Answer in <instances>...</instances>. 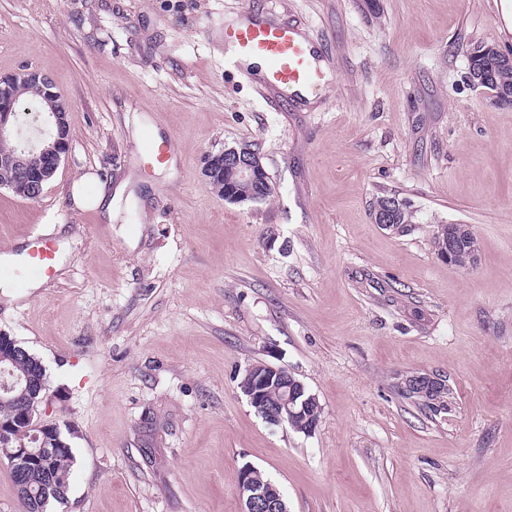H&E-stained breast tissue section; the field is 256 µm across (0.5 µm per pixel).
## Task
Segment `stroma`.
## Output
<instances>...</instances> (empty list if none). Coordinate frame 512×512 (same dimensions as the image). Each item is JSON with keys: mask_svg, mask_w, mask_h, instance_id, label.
Wrapping results in <instances>:
<instances>
[{"mask_svg": "<svg viewBox=\"0 0 512 512\" xmlns=\"http://www.w3.org/2000/svg\"><path fill=\"white\" fill-rule=\"evenodd\" d=\"M498 0H0V76L29 67L72 105L70 149L34 200L0 190V254L50 239L59 269L0 294V332L43 364L72 428L51 512H241L261 470L289 512H512V105L468 53H512ZM301 24L331 75L275 109L224 70L244 6ZM171 138L163 170L143 129ZM258 150L273 194L218 197L208 155ZM123 186L113 219L73 181ZM381 195L413 215L375 224ZM469 225L474 264L435 250ZM286 368L314 432L269 425L246 368ZM445 381L448 410L405 396ZM502 56L506 57L508 59L511 58V54L504 53L500 50H498L496 47L493 46H478L470 50L469 52V80L472 83V85L480 86V83H488L492 79L493 75L486 76L483 73H479L474 68L473 61L476 58L482 57V56ZM92 179V175L85 174L74 181L71 187L72 201L80 209L91 208L98 210L103 215H106L109 221H112L114 208L113 196H110V193L103 188L93 195H88L85 192V185Z\"/></svg>", "mask_w": 512, "mask_h": 512, "instance_id": "35a3bbf8", "label": "stroma"}]
</instances>
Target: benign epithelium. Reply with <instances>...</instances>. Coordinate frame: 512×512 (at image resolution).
<instances>
[{
	"instance_id": "obj_1",
	"label": "benign epithelium",
	"mask_w": 512,
	"mask_h": 512,
	"mask_svg": "<svg viewBox=\"0 0 512 512\" xmlns=\"http://www.w3.org/2000/svg\"><path fill=\"white\" fill-rule=\"evenodd\" d=\"M502 56L511 58L493 46H478L469 52V80L478 86L488 83L492 76L484 75L474 68V60L482 56ZM35 84L42 88L48 102L49 111L44 113L45 125L56 130L50 138L36 135L28 144L26 151L47 161L33 177L27 179L29 191L40 196L45 184L54 176L61 161L68 154V114L69 101L56 89L55 84L45 74L23 69L15 74L0 76V92L11 91L21 84ZM16 112L9 104L0 105V144L17 137ZM203 174L207 180H224V199L238 203L242 201L239 188L243 185L261 186L267 183V173L258 156L246 151L229 148L219 154L207 157ZM24 350L10 336L0 333V362H14ZM0 373L9 378L0 384V390L12 395L17 410L14 416L0 419V459L8 461L19 470L15 488L16 496L26 495V478L29 471L45 465L44 458L36 448L52 446L64 450L69 444L63 439L60 427L45 422L39 406L44 400L46 379L27 374L20 377L13 370L3 366ZM239 387L263 419L276 426L288 424V420L303 412V408H314L320 412L317 399L306 391L304 384L298 381L288 370L282 367L257 362L245 370ZM239 487L243 501L242 512H289L286 499L280 488L273 482L262 478L260 471L244 466L239 472Z\"/></svg>"
}]
</instances>
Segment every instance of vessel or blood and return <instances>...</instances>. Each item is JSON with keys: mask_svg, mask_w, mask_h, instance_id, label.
I'll return each mask as SVG.
<instances>
[{"mask_svg": "<svg viewBox=\"0 0 512 512\" xmlns=\"http://www.w3.org/2000/svg\"><path fill=\"white\" fill-rule=\"evenodd\" d=\"M241 22L224 28V69L243 73V62L259 58L266 70L259 81L262 91L282 96H298L305 89L320 86L324 72L319 65L318 50L295 24H289L256 14L253 9L243 11ZM55 259V251L47 241H39L33 250L25 271L0 268V277L18 278L26 273L35 277L47 276Z\"/></svg>", "mask_w": 512, "mask_h": 512, "instance_id": "1", "label": "vessel or blood"}]
</instances>
